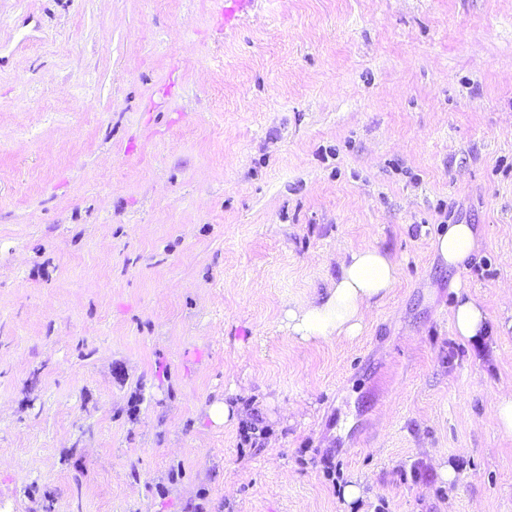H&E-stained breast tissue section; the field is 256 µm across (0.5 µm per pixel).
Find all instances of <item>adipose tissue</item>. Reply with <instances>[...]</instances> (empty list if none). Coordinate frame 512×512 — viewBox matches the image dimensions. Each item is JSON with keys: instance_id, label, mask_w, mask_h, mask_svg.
Instances as JSON below:
<instances>
[{"instance_id": "adipose-tissue-1", "label": "adipose tissue", "mask_w": 512, "mask_h": 512, "mask_svg": "<svg viewBox=\"0 0 512 512\" xmlns=\"http://www.w3.org/2000/svg\"><path fill=\"white\" fill-rule=\"evenodd\" d=\"M430 247L443 266L461 270L478 250L479 239L472 225L449 224L432 237ZM398 275L397 262L381 247L348 251L328 288L288 308L290 335L302 343L360 335L366 314L389 296ZM487 319L482 302L468 294L458 297L451 310L456 334L466 339L483 335Z\"/></svg>"}]
</instances>
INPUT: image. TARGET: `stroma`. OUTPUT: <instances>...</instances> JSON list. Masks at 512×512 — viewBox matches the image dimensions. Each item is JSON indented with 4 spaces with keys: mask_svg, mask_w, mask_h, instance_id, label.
Listing matches in <instances>:
<instances>
[{
    "mask_svg": "<svg viewBox=\"0 0 512 512\" xmlns=\"http://www.w3.org/2000/svg\"><path fill=\"white\" fill-rule=\"evenodd\" d=\"M511 385L512 0H0V512H512ZM435 257L448 269L462 270L480 247L470 224H448L430 241ZM398 275V263L381 247L348 251L328 288L299 306L288 307V332L301 343L360 335L366 314L389 296ZM487 319L488 313L482 302L468 292L464 297L457 293V304L451 310V321L458 336L466 339L483 336Z\"/></svg>",
    "mask_w": 512,
    "mask_h": 512,
    "instance_id": "35a3bbf8",
    "label": "stroma"
}]
</instances>
